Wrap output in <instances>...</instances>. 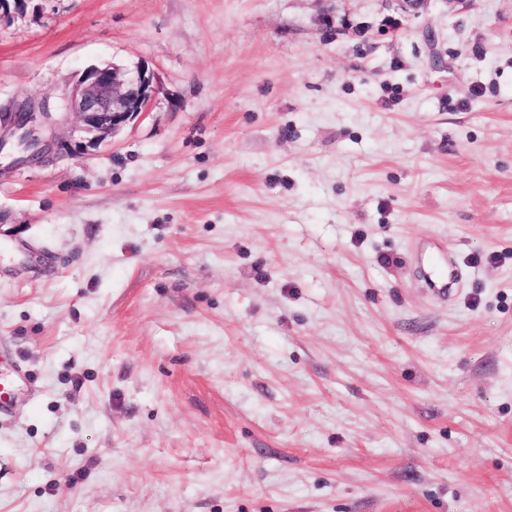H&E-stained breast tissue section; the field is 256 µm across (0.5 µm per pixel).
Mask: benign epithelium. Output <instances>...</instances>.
<instances>
[{
	"label": "benign epithelium",
	"mask_w": 512,
	"mask_h": 512,
	"mask_svg": "<svg viewBox=\"0 0 512 512\" xmlns=\"http://www.w3.org/2000/svg\"><path fill=\"white\" fill-rule=\"evenodd\" d=\"M25 4L26 0H0V24L24 14ZM160 92L154 73L143 64L91 66L80 74L60 111L1 112L0 129L15 138L26 160L42 163L50 157L49 142L57 125L74 115L76 125L61 147L84 155L145 115Z\"/></svg>",
	"instance_id": "1"
}]
</instances>
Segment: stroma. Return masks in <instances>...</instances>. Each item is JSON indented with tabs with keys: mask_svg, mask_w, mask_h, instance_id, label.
<instances>
[{
	"mask_svg": "<svg viewBox=\"0 0 512 512\" xmlns=\"http://www.w3.org/2000/svg\"><path fill=\"white\" fill-rule=\"evenodd\" d=\"M112 62L0 148V512H512V0H31L0 110ZM160 92L154 73L144 64L91 66L61 102L63 112H1L0 131L4 128L15 138L27 161L42 163L50 157L48 146L57 125L74 115L76 125L60 146L71 155H84L145 115Z\"/></svg>",
	"mask_w": 512,
	"mask_h": 512,
	"instance_id": "stroma-1",
	"label": "stroma"
}]
</instances>
